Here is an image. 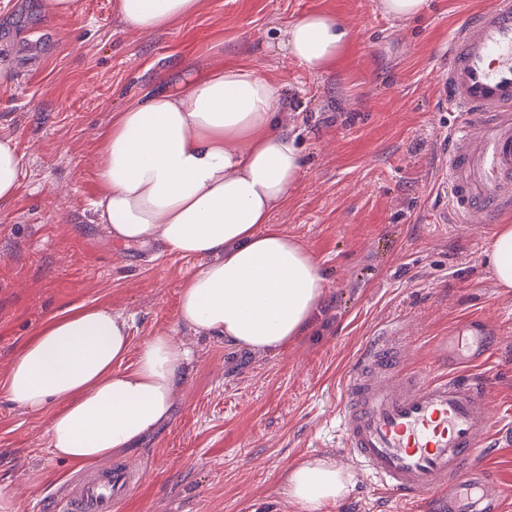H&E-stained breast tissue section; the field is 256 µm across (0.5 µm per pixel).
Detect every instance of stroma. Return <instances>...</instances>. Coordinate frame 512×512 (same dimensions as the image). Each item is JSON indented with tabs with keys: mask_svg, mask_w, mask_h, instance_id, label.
I'll return each instance as SVG.
<instances>
[{
	"mask_svg": "<svg viewBox=\"0 0 512 512\" xmlns=\"http://www.w3.org/2000/svg\"><path fill=\"white\" fill-rule=\"evenodd\" d=\"M492 0H429L398 22L378 0H201L192 19L155 34L122 30L113 0H81L79 17L43 0H0V137L22 155L15 196L0 203V380L24 342L81 303L136 316L134 341L173 331L194 362L167 425L114 455L143 472L118 512H294L279 495L309 457L341 461L336 398L345 371L381 326L399 323L408 368L474 316L500 340L489 364L490 415L512 409V291L485 265L493 225L433 223L444 137L453 122L434 96L454 26ZM336 14L351 38L338 69L310 74L276 49L303 14ZM249 62L281 90L282 124L306 164L272 212L319 261L326 304L308 335L277 353L225 346L179 326L182 279L202 259L161 243L126 246L96 224L98 133L114 112L189 64ZM47 415L0 396V491L14 512L58 491L78 470L48 449ZM327 512H394L361 471Z\"/></svg>",
	"mask_w": 512,
	"mask_h": 512,
	"instance_id": "obj_1",
	"label": "stroma"
}]
</instances>
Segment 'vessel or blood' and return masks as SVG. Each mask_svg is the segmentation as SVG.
Masks as SVG:
<instances>
[{
    "mask_svg": "<svg viewBox=\"0 0 512 512\" xmlns=\"http://www.w3.org/2000/svg\"><path fill=\"white\" fill-rule=\"evenodd\" d=\"M439 104L449 127L440 195L456 223L512 214V0L463 17L441 56ZM498 338L482 318L443 339L438 365L403 364L400 332H380L347 370L336 403L343 451L385 494L405 504L447 491L446 512H502L506 490L477 467L490 445V380L482 373ZM134 470L80 471L41 512H116Z\"/></svg>",
    "mask_w": 512,
    "mask_h": 512,
    "instance_id": "obj_1",
    "label": "vessel or blood"
}]
</instances>
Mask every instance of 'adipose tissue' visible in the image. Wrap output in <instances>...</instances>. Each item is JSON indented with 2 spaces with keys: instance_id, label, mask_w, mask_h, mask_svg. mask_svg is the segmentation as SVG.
I'll return each mask as SVG.
<instances>
[{
  "instance_id": "1",
  "label": "adipose tissue",
  "mask_w": 512,
  "mask_h": 512,
  "mask_svg": "<svg viewBox=\"0 0 512 512\" xmlns=\"http://www.w3.org/2000/svg\"><path fill=\"white\" fill-rule=\"evenodd\" d=\"M200 0H114L127 30L150 34L197 14ZM350 33L313 11L277 42L313 74L337 68ZM278 86L254 68L219 63L189 80L146 91L99 136L94 204L116 241L162 243L204 261L180 285L178 321L235 349L277 352L302 336L325 301L319 262L270 223L304 174L294 135L280 120ZM486 264L512 290V225L495 232ZM134 317L94 303L54 315L21 347L0 383L8 401L49 412L48 446L76 464L96 463L170 420L194 359L168 332L133 343ZM352 475L330 459L291 467L279 493L295 512H323Z\"/></svg>"
}]
</instances>
